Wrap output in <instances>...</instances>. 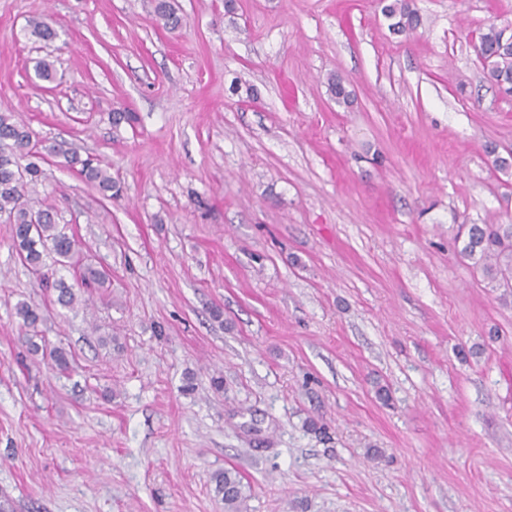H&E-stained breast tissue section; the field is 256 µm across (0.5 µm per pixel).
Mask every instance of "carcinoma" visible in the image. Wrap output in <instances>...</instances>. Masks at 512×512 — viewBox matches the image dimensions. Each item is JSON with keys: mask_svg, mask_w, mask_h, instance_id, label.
Here are the masks:
<instances>
[{"mask_svg": "<svg viewBox=\"0 0 512 512\" xmlns=\"http://www.w3.org/2000/svg\"><path fill=\"white\" fill-rule=\"evenodd\" d=\"M154 12L168 30H176L181 25V17L170 0H156ZM382 13L397 35L410 36L422 24L421 15L411 7L409 0H390L383 5ZM29 27L30 34L41 42L49 43L57 37L56 30L45 19L33 18ZM478 44L488 68L485 78L501 93L512 96V25H490L479 35ZM327 87L337 104L351 103L352 93L342 76L329 75ZM48 155L63 158L66 166L95 184L109 199L120 197L123 187L93 155L83 157L60 146H51L47 153H42L27 125L16 120L11 112H0V217L12 225L13 246L20 260L56 292L55 303L70 308L76 302L74 286L56 277V273L59 267L71 268L79 264L77 240L59 229L56 209L42 205L35 198L36 187L44 177L40 163ZM455 243L462 244L460 255L482 269L491 287L512 290V224H462ZM46 251L55 255L56 268L50 271L44 261ZM15 310L26 334L38 335L42 321L39 309L19 302ZM212 482L215 492L224 499V512H245L247 495L237 470L226 468L217 472Z\"/></svg>", "mask_w": 512, "mask_h": 512, "instance_id": "carcinoma-1", "label": "carcinoma"}]
</instances>
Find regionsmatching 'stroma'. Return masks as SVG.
I'll list each match as a JSON object with an SVG mask.
<instances>
[{"instance_id":"1","label":"stroma","mask_w":512,"mask_h":512,"mask_svg":"<svg viewBox=\"0 0 512 512\" xmlns=\"http://www.w3.org/2000/svg\"><path fill=\"white\" fill-rule=\"evenodd\" d=\"M412 2L405 38L381 0H175L173 33L154 0H0V112L123 185L43 164L40 198L108 277L70 309L0 222L14 512H224L231 467L247 512H512V300L454 244L512 224L485 153L512 154V98L472 45L512 0ZM46 154L54 157H63L64 163L70 169L86 181L94 183L103 196L108 199L118 198L123 192L122 183L118 178H113L112 173L103 167L101 160L87 154L82 157L75 151H70L61 146H51L46 149ZM16 315L22 320L26 334L29 336H38V326L42 321V316L36 306L30 305L27 302H19L16 307ZM215 483V492L224 499L225 512H245L244 505L247 500L245 486L240 473L232 468L224 469L212 476Z\"/></svg>"}]
</instances>
